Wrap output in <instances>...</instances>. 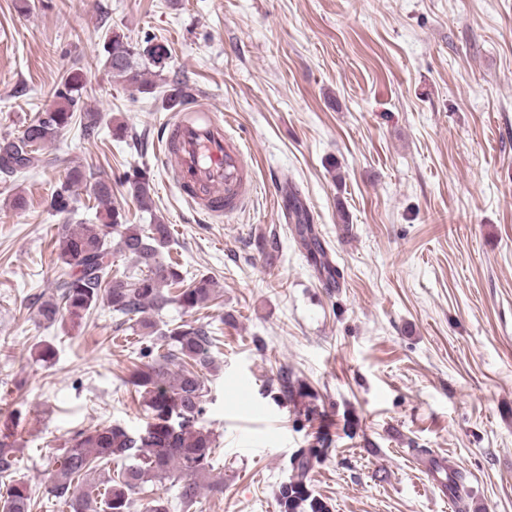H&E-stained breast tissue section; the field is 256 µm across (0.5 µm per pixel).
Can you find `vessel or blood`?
Listing matches in <instances>:
<instances>
[{
	"label": "vessel or blood",
	"mask_w": 512,
	"mask_h": 512,
	"mask_svg": "<svg viewBox=\"0 0 512 512\" xmlns=\"http://www.w3.org/2000/svg\"><path fill=\"white\" fill-rule=\"evenodd\" d=\"M160 142L172 161L170 181L191 209L229 219L248 207L252 156L207 105L188 104L163 126Z\"/></svg>",
	"instance_id": "vessel-or-blood-1"
}]
</instances>
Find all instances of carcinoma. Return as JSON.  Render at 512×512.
I'll return each mask as SVG.
<instances>
[{
  "label": "carcinoma",
  "instance_id": "obj_1",
  "mask_svg": "<svg viewBox=\"0 0 512 512\" xmlns=\"http://www.w3.org/2000/svg\"><path fill=\"white\" fill-rule=\"evenodd\" d=\"M104 51L105 65L113 78L136 86L142 93L151 92L144 72L161 63V46L156 44L145 52L114 33L105 38ZM85 82L84 74L75 70L67 73L55 90L54 104L39 112L20 136L0 141V176L10 178L30 168L40 148L76 116L83 122L85 134L97 131L100 114L81 107ZM191 97L192 88L177 82L168 101L175 108ZM83 180V171L72 168L51 197V210L58 214L71 211L73 188ZM126 184L140 207L151 208L152 180L145 172H134ZM93 196L103 223L58 227L60 294L39 306L38 316L44 321L53 323L65 313L77 324L104 298L113 312L130 320L136 316L138 324L153 329L155 324L144 314L158 313L171 304L199 309L217 298L220 287L208 275L180 287L183 277L178 263L162 258V250L171 240L170 225L157 217L145 228L123 223L121 212L112 206V183L108 180L95 182ZM286 208L288 221L295 224L314 265L327 281H335L337 270L330 266L324 248L313 236L309 211L291 186ZM116 254L132 258L134 269L110 275ZM212 346L209 331L196 323L183 322L161 331L152 362L137 368L130 380L150 411V421L133 433L117 425H97L77 433L44 494L63 503L70 512H132L133 495L145 483L179 478L183 480L181 502H193L216 448L213 433L197 425L204 398L203 371L213 364ZM171 364L179 365L178 371H170ZM13 437L11 427L0 430V483L5 488L0 504L3 512H31L33 490L27 483L12 479ZM114 459H127L130 464L115 479L91 480ZM291 467L292 475L279 491L283 512H325L323 502L308 489L310 457L295 456Z\"/></svg>",
  "mask_w": 512,
  "mask_h": 512
}]
</instances>
